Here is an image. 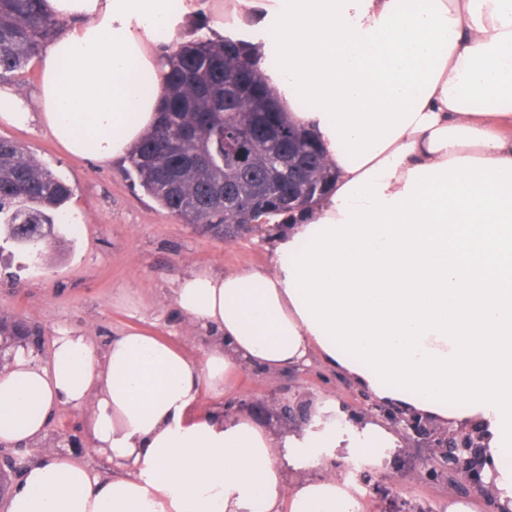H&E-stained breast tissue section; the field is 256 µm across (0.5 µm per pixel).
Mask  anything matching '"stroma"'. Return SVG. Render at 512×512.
Instances as JSON below:
<instances>
[{
	"label": "stroma",
	"instance_id": "1",
	"mask_svg": "<svg viewBox=\"0 0 512 512\" xmlns=\"http://www.w3.org/2000/svg\"><path fill=\"white\" fill-rule=\"evenodd\" d=\"M0 138L24 147L72 190L60 215L65 238L42 262L0 235V315L39 328L42 338L34 348L39 359L49 357L52 340L63 327L85 331L100 344L123 330L142 329L199 356L200 341L174 312L179 278L193 270L226 272L271 261L272 225L219 241L160 207L124 175L122 161L100 165L69 157L38 127L1 126ZM322 397L336 398L349 418L369 415L370 395L316 361L286 372L275 383L256 371H240L220 400L205 393L201 402L220 404L228 416L253 415L284 436L294 425L282 415V406L292 403L309 410ZM48 439L107 471L90 446L81 412L58 407ZM424 454L408 442L388 458H363L356 470L348 454H339L330 469L360 487L363 512H438L459 498L475 503L480 512H496L494 492L466 491L460 483L429 475L418 463Z\"/></svg>",
	"mask_w": 512,
	"mask_h": 512
}]
</instances>
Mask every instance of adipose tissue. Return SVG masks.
<instances>
[{"label":"adipose tissue","instance_id":"1","mask_svg":"<svg viewBox=\"0 0 512 512\" xmlns=\"http://www.w3.org/2000/svg\"><path fill=\"white\" fill-rule=\"evenodd\" d=\"M61 31L34 96L0 85V125H39L108 164L155 127L165 56L197 0H43ZM225 22L278 34L269 86L322 145L332 188L283 224L268 266L198 270L175 312L190 357L123 331L105 346L63 329L51 358L16 347L0 370V443L43 444L58 406L82 411L109 473L55 447L30 459L6 512H362L328 472L337 449L401 446L333 400L280 438L221 398L319 359L399 414L480 436L497 512H512V0H229ZM323 469L287 483L283 458Z\"/></svg>","mask_w":512,"mask_h":512}]
</instances>
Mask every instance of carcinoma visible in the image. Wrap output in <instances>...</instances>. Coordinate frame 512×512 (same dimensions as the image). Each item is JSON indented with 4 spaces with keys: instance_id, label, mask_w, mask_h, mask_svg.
Masks as SVG:
<instances>
[{
    "instance_id": "obj_1",
    "label": "carcinoma",
    "mask_w": 512,
    "mask_h": 512,
    "mask_svg": "<svg viewBox=\"0 0 512 512\" xmlns=\"http://www.w3.org/2000/svg\"><path fill=\"white\" fill-rule=\"evenodd\" d=\"M41 0H0V82L22 74L60 30ZM170 71L158 125L140 141L127 172L164 209L199 232L222 238V226H260L280 212L257 211L259 196L238 175L241 150L257 175L268 172L282 143L292 154L279 168L304 163L307 185L330 188L333 172L320 145L282 116L247 42L230 37L194 39L169 60ZM235 130L238 149L224 147V130ZM234 190L224 203V188ZM70 187L17 143L0 138V229L37 258L59 241L56 217Z\"/></svg>"
}]
</instances>
